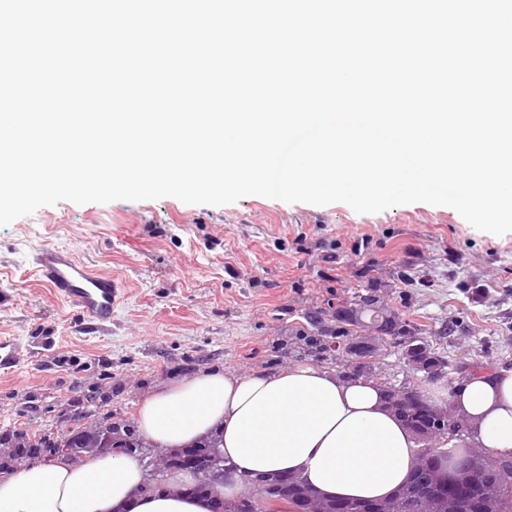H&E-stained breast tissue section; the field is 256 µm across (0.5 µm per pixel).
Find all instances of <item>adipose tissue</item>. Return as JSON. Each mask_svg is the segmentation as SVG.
Wrapping results in <instances>:
<instances>
[{
  "mask_svg": "<svg viewBox=\"0 0 512 512\" xmlns=\"http://www.w3.org/2000/svg\"><path fill=\"white\" fill-rule=\"evenodd\" d=\"M446 401L466 417L469 444L512 454V369L449 386ZM136 426L163 453L218 435L233 476L201 497L183 471L167 489L145 491V471L121 454L33 462L0 477V512H212L216 499L242 493L238 476L279 472L298 474L326 498L382 500L416 464L414 436L388 409L382 386L312 364L196 374L146 397Z\"/></svg>",
  "mask_w": 512,
  "mask_h": 512,
  "instance_id": "obj_1",
  "label": "adipose tissue"
}]
</instances>
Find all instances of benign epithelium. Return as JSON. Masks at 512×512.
Instances as JSON below:
<instances>
[{
	"instance_id": "benign-epithelium-1",
	"label": "benign epithelium",
	"mask_w": 512,
	"mask_h": 512,
	"mask_svg": "<svg viewBox=\"0 0 512 512\" xmlns=\"http://www.w3.org/2000/svg\"><path fill=\"white\" fill-rule=\"evenodd\" d=\"M399 314L390 310L381 315V319L372 330L365 333L356 331L354 336L347 339L342 346V353L349 358L348 376L359 377L372 374V359L389 337L385 335L387 326L398 322ZM417 343V347L404 351L406 363L413 369L433 359V349L422 343L420 336H407L405 343ZM389 409L405 422L415 436L418 451L435 458L438 481L454 490V493L442 498L441 512H460V504L472 494L484 500L492 496L494 487L512 481V458H501L488 452L475 451L467 458L459 460L452 468L443 466L436 460L438 456L451 457L452 447L460 439L465 429V423L458 415L448 417V407L437 406L430 402L420 392L412 389H401L387 392ZM71 428L61 432L60 445L53 453L37 457V461L50 463L59 458L79 462L88 455L100 452L98 448H73L66 443ZM167 468L170 470H185L198 476L197 486L213 487L224 480L226 470L217 468L202 455L195 454L191 448H180L166 455ZM489 475L494 478L491 484L478 486L477 475ZM254 489L252 497L260 502L269 492L287 489L292 486H304L296 474L278 473L248 479ZM305 508L303 512H339L340 505L334 499H324L311 490L304 495Z\"/></svg>"
}]
</instances>
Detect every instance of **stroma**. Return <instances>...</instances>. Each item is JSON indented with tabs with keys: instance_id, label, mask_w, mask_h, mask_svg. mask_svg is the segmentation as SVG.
<instances>
[{
	"instance_id": "obj_1",
	"label": "stroma",
	"mask_w": 512,
	"mask_h": 512,
	"mask_svg": "<svg viewBox=\"0 0 512 512\" xmlns=\"http://www.w3.org/2000/svg\"><path fill=\"white\" fill-rule=\"evenodd\" d=\"M71 251L124 283L112 322L89 325L42 285L32 258ZM415 324L458 382L480 360L512 368V233L426 203L360 214L256 195L223 205L173 198L63 201L0 226V336L29 354L0 376V435L134 420L159 386L204 370L295 363L345 373L299 340L322 311L371 292Z\"/></svg>"
}]
</instances>
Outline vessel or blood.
<instances>
[{"mask_svg": "<svg viewBox=\"0 0 512 512\" xmlns=\"http://www.w3.org/2000/svg\"><path fill=\"white\" fill-rule=\"evenodd\" d=\"M33 264L41 280L60 298L99 325L112 321L121 287L115 278L93 270L71 252L46 247L38 250ZM25 355L14 337L0 336V372L12 371Z\"/></svg>", "mask_w": 512, "mask_h": 512, "instance_id": "1", "label": "vessel or blood"}]
</instances>
